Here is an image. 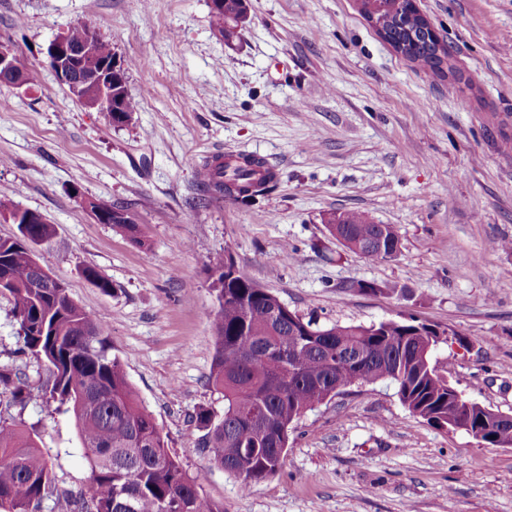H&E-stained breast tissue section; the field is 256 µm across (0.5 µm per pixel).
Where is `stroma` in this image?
Returning a JSON list of instances; mask_svg holds the SVG:
<instances>
[{
  "label": "stroma",
  "mask_w": 512,
  "mask_h": 512,
  "mask_svg": "<svg viewBox=\"0 0 512 512\" xmlns=\"http://www.w3.org/2000/svg\"><path fill=\"white\" fill-rule=\"evenodd\" d=\"M418 4L452 74L395 52L356 0H249L230 45L211 0H0V43L30 68L26 85L0 83V188L53 224L40 263L107 325L169 453L224 512H512V447L428 424L388 382L307 411L280 470L247 494L189 439L197 409L224 412L208 384L217 256L320 326L415 320L468 337L439 347L438 370L512 413V0ZM84 21L125 65L137 108L123 126L46 63ZM227 154L263 158L275 190L255 206L203 196L204 162ZM92 201L129 208L142 244L97 223ZM336 211L392 225L396 256L342 246L324 222ZM17 329L0 295V365L38 395L20 417L58 488H86L73 416L45 399L51 367L21 352Z\"/></svg>",
  "instance_id": "obj_1"
}]
</instances>
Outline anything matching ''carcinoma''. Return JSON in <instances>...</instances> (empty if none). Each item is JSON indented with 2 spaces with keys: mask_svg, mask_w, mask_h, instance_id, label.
<instances>
[{
  "mask_svg": "<svg viewBox=\"0 0 512 512\" xmlns=\"http://www.w3.org/2000/svg\"><path fill=\"white\" fill-rule=\"evenodd\" d=\"M364 17H375L385 39L407 59L444 75L453 72L445 45L426 29L424 17L407 0H360ZM246 0H223L211 9L224 42L239 34ZM67 39L83 56L105 61L114 56L102 38L88 43L83 25ZM202 191L255 204L277 183V175L256 157H216L204 164ZM328 228L354 252L386 259L399 249L389 224H376L362 212L332 213ZM112 228L142 243L133 216ZM20 236L0 239V294L10 297L24 351L52 367L50 398L73 414L90 467L89 484L77 492L58 489L49 460L35 434L12 416L0 415V512H224L205 496L167 443L151 414L139 403L124 363L112 354L108 328L77 305L68 289L49 287L37 271L26 240H46L51 224L19 227ZM383 241L384 253L370 249ZM216 308L212 329L215 354L208 382L224 397V414L205 409L193 421L191 442L198 453L240 480L249 491L282 466L288 430L307 411L356 384L388 380L415 416L436 427L455 405L448 382L436 373L433 353L448 339L426 327L382 321L374 326L296 321L271 292L243 271L224 277V259L210 264ZM34 395L20 370L0 365L4 410L25 408Z\"/></svg>",
  "mask_w": 512,
  "mask_h": 512,
  "instance_id": "obj_1",
  "label": "carcinoma"
}]
</instances>
